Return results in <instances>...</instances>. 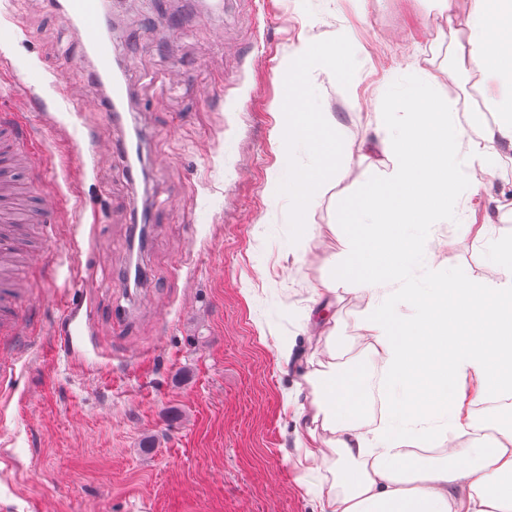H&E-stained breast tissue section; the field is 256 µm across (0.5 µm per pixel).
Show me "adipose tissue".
<instances>
[{"label": "adipose tissue", "instance_id": "ef3b65f1", "mask_svg": "<svg viewBox=\"0 0 512 512\" xmlns=\"http://www.w3.org/2000/svg\"><path fill=\"white\" fill-rule=\"evenodd\" d=\"M462 57L475 63L500 93L485 108L499 141L512 144V0H475ZM291 82L282 103L279 148L287 165L274 193L294 202L296 223L323 186L341 178L347 157L331 113L305 106L309 76L319 68L346 81L351 60L341 44H301L286 65ZM378 148L392 167L340 208L346 250L320 294L345 285L365 299V339L383 363L388 412L372 434L361 431L367 394L362 381L327 365L306 380L312 400L304 411L307 458L327 463L332 482L319 495L320 512H512V427L496 442L482 439L483 423L465 401L463 385L477 382L479 398L512 399V238L489 244L505 271L485 284L431 270L436 253L419 234L424 224H444L461 191L477 193L480 174L494 171L495 147L471 141L456 99L429 92L413 73L386 88ZM314 163L297 169V147ZM426 277L409 293L416 319L401 318L399 284L415 269ZM429 418L448 427L445 461L411 455L430 447Z\"/></svg>", "mask_w": 512, "mask_h": 512}]
</instances>
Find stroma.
<instances>
[{
	"mask_svg": "<svg viewBox=\"0 0 512 512\" xmlns=\"http://www.w3.org/2000/svg\"><path fill=\"white\" fill-rule=\"evenodd\" d=\"M62 5L0 0V119L23 115L42 159L21 176L59 200L28 227L25 328L0 352L13 371L0 386V512H319L328 471L303 457L300 413L304 376L327 359L308 313L343 257L340 202L391 166L364 140L398 75L423 71L489 143L484 100L498 88L448 41L452 28L466 40L474 0L450 12L440 0H109L130 87L120 124ZM304 41L344 43L352 69L343 84L310 74L309 108L336 118L349 163L300 226L269 187L284 170V64ZM61 64L85 86L80 105L48 86ZM133 137L132 170L118 146ZM92 138L105 149L89 153ZM498 151L457 223L426 230L438 275L504 277L486 249L512 234V147ZM329 310L337 366L369 378L364 303L340 288Z\"/></svg>",
	"mask_w": 512,
	"mask_h": 512,
	"instance_id": "stroma-1",
	"label": "stroma"
}]
</instances>
